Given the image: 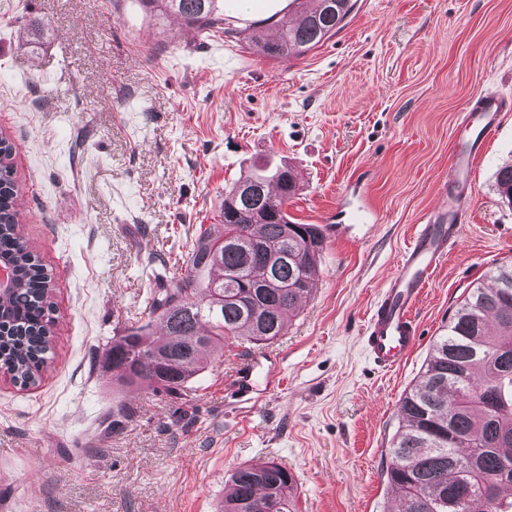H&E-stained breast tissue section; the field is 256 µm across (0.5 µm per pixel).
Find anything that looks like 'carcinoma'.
Segmentation results:
<instances>
[{
	"label": "carcinoma",
	"mask_w": 512,
	"mask_h": 512,
	"mask_svg": "<svg viewBox=\"0 0 512 512\" xmlns=\"http://www.w3.org/2000/svg\"><path fill=\"white\" fill-rule=\"evenodd\" d=\"M156 16L183 19L201 35L224 31V0H139ZM300 19L283 23L270 42L255 35V53L269 60L301 55L344 27L352 0H308ZM14 145L0 138V263L13 270L0 290V371L23 388L37 385L53 353V278L27 246L17 209ZM275 180L283 193L272 196ZM253 189L236 194L239 189ZM497 190L512 202V165L497 174ZM297 191L286 166L250 172L224 195V234L195 233L186 276L153 291L151 324L127 327L107 353L112 383L148 382L174 390L228 337L269 342L317 277L321 232L288 220L284 204ZM288 260L267 274V260ZM493 286H477L461 301L434 342L417 383L402 397L399 426L383 472L401 512H512V263L495 268ZM224 292L212 307L211 290ZM293 475L273 461L238 468L222 512H294Z\"/></svg>",
	"instance_id": "cac0c4a2"
}]
</instances>
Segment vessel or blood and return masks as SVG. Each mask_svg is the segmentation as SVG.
Returning a JSON list of instances; mask_svg holds the SVG:
<instances>
[{
  "label": "vessel or blood",
  "mask_w": 512,
  "mask_h": 512,
  "mask_svg": "<svg viewBox=\"0 0 512 512\" xmlns=\"http://www.w3.org/2000/svg\"><path fill=\"white\" fill-rule=\"evenodd\" d=\"M512 102L486 93L466 104L462 124L469 132L451 157L448 176L440 186L442 205L425 213L411 244L401 253L395 273L379 293L366 327L364 345L377 367L391 371L410 356L418 329L412 311L435 270L447 260L448 246L458 240L467 216L476 159L487 138L500 124ZM341 220L347 224H373L378 220L364 202L343 203Z\"/></svg>",
  "instance_id": "obj_1"
}]
</instances>
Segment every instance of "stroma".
Returning a JSON list of instances; mask_svg holds the SVG:
<instances>
[{"label":"stroma","mask_w":512,"mask_h":512,"mask_svg":"<svg viewBox=\"0 0 512 512\" xmlns=\"http://www.w3.org/2000/svg\"><path fill=\"white\" fill-rule=\"evenodd\" d=\"M295 0L224 9L200 37L139 0H0V135L26 240L54 277L50 371L0 375V512H218L240 466L294 476L297 512H388L383 469L398 406L458 302L512 261V112L474 166L467 221L414 310L421 336L392 372L363 333L380 288L437 202L466 135L464 105L512 99V0H357L346 25L299 57L253 54ZM301 176L284 206L323 235L318 277L267 344L228 338L173 392L118 388L105 358L149 319V257L184 276L186 238L222 229L224 191L254 167ZM365 193L376 224L333 216ZM262 360L272 377L244 385ZM122 429L104 419L113 404Z\"/></svg>","instance_id":"35a3bbf8"}]
</instances>
